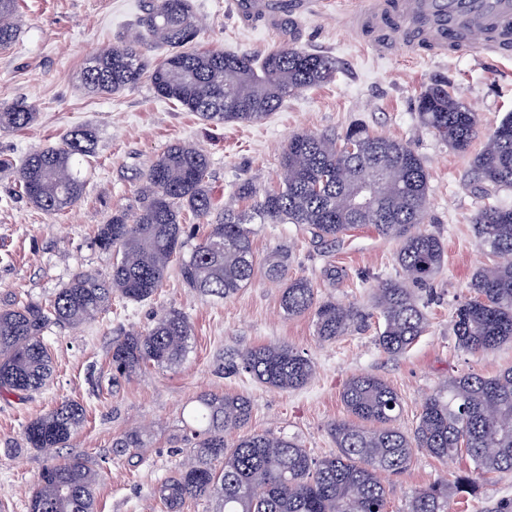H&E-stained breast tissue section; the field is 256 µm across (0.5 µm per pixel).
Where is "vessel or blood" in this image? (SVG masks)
<instances>
[{
    "label": "vessel or blood",
    "mask_w": 512,
    "mask_h": 512,
    "mask_svg": "<svg viewBox=\"0 0 512 512\" xmlns=\"http://www.w3.org/2000/svg\"><path fill=\"white\" fill-rule=\"evenodd\" d=\"M347 23L355 31H380L374 45L387 52L391 38L419 49L430 38L432 51L448 50L449 31L468 27L483 33L481 52L504 59L512 57V0H367L364 7L347 13Z\"/></svg>",
    "instance_id": "vessel-or-blood-1"
}]
</instances>
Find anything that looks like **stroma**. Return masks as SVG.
Instances as JSON below:
<instances>
[{
  "label": "stroma",
  "instance_id": "stroma-1",
  "mask_svg": "<svg viewBox=\"0 0 512 512\" xmlns=\"http://www.w3.org/2000/svg\"><path fill=\"white\" fill-rule=\"evenodd\" d=\"M245 2L194 0L203 25L200 49L260 55L294 44L333 57L338 71L331 82L288 97L261 122L212 125L158 98L146 81L117 95L83 89L85 64L134 33L141 0H22L17 37L0 49V107L23 99L37 118L24 130L0 129V155L22 162L33 150L60 146L80 126L95 132L97 154L86 172L84 196L52 214L23 197L13 167L0 170V306L48 302L79 272L107 278L112 255L99 248L96 227L115 210L138 212L136 175L170 144L189 143L209 156L208 183L219 213L232 204L239 181L262 191L278 186L280 157L292 134H340L357 123L409 144L428 172L426 228L441 237L445 255L439 274L418 292L427 327L398 355L376 343L383 320L371 296L382 281L399 276L397 241L365 228L330 248L293 224L255 225L258 258L287 253L289 278L309 280L319 300L355 305L367 313L365 325L324 342L314 316H286L280 288L262 276L220 299L185 287L173 274L148 301L116 299L94 321L48 327L44 340L54 361L49 383L23 397L0 395V512H27V497L50 459L25 446L24 427L64 401L82 404L86 418L59 456L82 457L96 470L97 512H162L156 489L191 459L185 419L199 395L250 398L247 432L294 437L320 459L336 451L329 426L347 416L341 391L352 376L379 377L397 392L401 410L395 425L409 434L425 397L449 376H493L512 368V342L474 355L459 347L453 328L456 307L471 295L472 274L494 262L478 244L473 218L488 201L512 207V189L483 198L471 171L472 154L512 113V61L473 50L431 55L400 41L391 53H379L369 36L348 28L345 0H309L300 9L296 0H264L256 11L246 10ZM436 80L447 81L449 91L480 116L469 154L454 150L419 120L418 96ZM330 266L340 272L333 282L324 276ZM170 308L184 312L193 326L183 364L113 382V341L146 330ZM266 343L303 353L315 366L313 379L303 388L277 391L242 371L225 374L239 351ZM135 427L147 439L141 456L117 454L114 443ZM464 474L477 488L458 496L454 512H495L500 503L512 502V472L485 473L467 455L444 462L418 450L403 474L389 477L387 512H407L417 489Z\"/></svg>",
  "mask_w": 512,
  "mask_h": 512
}]
</instances>
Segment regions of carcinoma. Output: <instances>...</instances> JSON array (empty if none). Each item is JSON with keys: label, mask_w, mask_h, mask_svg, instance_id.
I'll return each instance as SVG.
<instances>
[{"label": "carcinoma", "mask_w": 512, "mask_h": 512, "mask_svg": "<svg viewBox=\"0 0 512 512\" xmlns=\"http://www.w3.org/2000/svg\"><path fill=\"white\" fill-rule=\"evenodd\" d=\"M18 5L19 0H0V47L15 39ZM139 26L145 36L125 39L90 59L81 75L86 89L115 95L145 78L158 97L209 123H254L288 97L336 75L335 59L297 45L271 49L260 59L193 49L201 32L193 0H145ZM152 44L166 47L167 53L151 66L147 51ZM418 114L461 153L468 152L479 133L478 113L457 100L444 82L419 94ZM36 116L32 105L18 100L0 109V128L23 130ZM96 146L91 130L76 127L63 146L31 153L18 170L23 194L49 213L73 206L85 192L82 169L96 156ZM280 165L283 176L274 190L260 195L251 182L237 183L233 196L252 201L250 208H224L186 256L182 215L204 220L213 209L206 181L210 162L190 144L169 146L138 177V212L117 210L97 227L99 247L115 250L107 278L79 272L46 306L29 302L0 309V393L22 396L45 386L53 370L43 341L49 325L78 327L95 319L114 297L135 303L151 299L174 262L183 285L204 294L226 299L246 287L257 264L253 224H305L325 245L362 227L397 240L403 277L383 283L373 305L383 318L378 346L391 355L406 350L427 324L416 289L435 277L444 260L441 238L423 228L428 174L419 155L406 143L356 124L340 137L291 136ZM471 167L480 183L512 189V115L496 127ZM376 174L384 184L375 205L351 206L358 188ZM474 225L479 244L490 248L497 262L472 275L474 296L456 308L454 333L461 348L479 354L512 341V209L488 204ZM263 270L269 281L282 284L287 316L314 312L323 341L347 334L361 318L356 306L320 302L310 281L288 278L282 254L268 257ZM191 337L188 317L171 308L146 332L116 340L112 365L124 377L149 366L174 369L185 360ZM238 359L231 370L241 368L276 390L302 388L314 375L311 360L289 345L248 347ZM342 400L352 419L331 425L337 451L315 460L285 435L250 433L229 440L248 424L251 401L242 395L199 397L190 414L194 464L177 467L157 488L165 512H182L188 500L211 498L224 503V512H386L384 477L403 473L418 449L441 460L464 453L484 472L512 471V369L492 377L468 372L449 378L424 399L410 435L393 426L400 400L384 380L354 376L345 383ZM84 420L81 404L61 403L26 424L25 444L50 454L66 447ZM144 447L138 429L114 445L118 453ZM96 485L97 474L85 459L53 462L39 474L27 512H95ZM471 489L467 475L452 484L437 481L414 492L408 512H452L455 498Z\"/></svg>", "instance_id": "1"}]
</instances>
